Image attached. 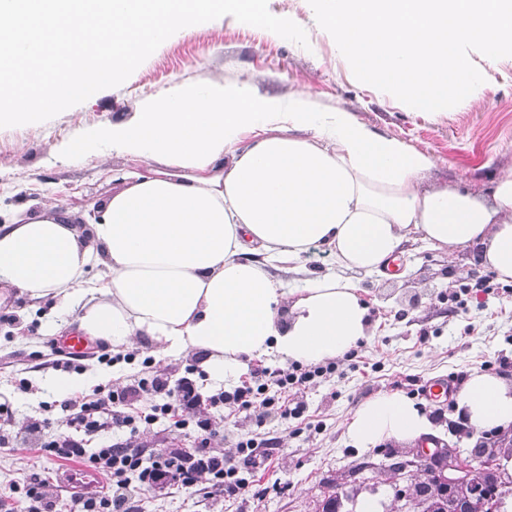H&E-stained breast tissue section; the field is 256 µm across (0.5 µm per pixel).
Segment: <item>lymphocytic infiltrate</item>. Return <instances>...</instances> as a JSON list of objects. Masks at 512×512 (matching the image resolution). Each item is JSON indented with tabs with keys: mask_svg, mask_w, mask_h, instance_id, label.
<instances>
[{
	"mask_svg": "<svg viewBox=\"0 0 512 512\" xmlns=\"http://www.w3.org/2000/svg\"><path fill=\"white\" fill-rule=\"evenodd\" d=\"M260 375L262 381L257 386L244 385L224 393L222 404L252 410L263 417L271 414L283 419L298 416L302 411L301 405H280L276 397L313 380L316 372L308 369L297 374L264 369ZM138 392L160 396L161 401L152 405L149 412L135 418L126 415L123 407ZM173 410L180 411L185 422L194 423L196 447L175 449L148 458L135 452L132 445L139 437L141 426L153 425ZM75 420L90 432L111 429L116 440L91 454L79 440L71 437L44 443L43 450L47 455L89 462L91 468L109 481V491L102 495L72 491L70 512H131L132 493L141 487L205 485L233 495L246 486L244 479L235 478L233 470L225 468L223 453L212 448V424L200 408V399L192 381H183L171 389L162 377L155 376L141 379L133 389L108 390L106 395L82 403ZM55 507L56 500L47 481L42 479L12 486L9 491L0 493V512H54Z\"/></svg>",
	"mask_w": 512,
	"mask_h": 512,
	"instance_id": "1",
	"label": "lymphocytic infiltrate"
}]
</instances>
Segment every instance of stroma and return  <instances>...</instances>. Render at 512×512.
I'll return each instance as SVG.
<instances>
[{"label": "stroma", "mask_w": 512, "mask_h": 512, "mask_svg": "<svg viewBox=\"0 0 512 512\" xmlns=\"http://www.w3.org/2000/svg\"><path fill=\"white\" fill-rule=\"evenodd\" d=\"M268 9L304 28L307 46L227 15L177 31L119 86L100 90L49 120L0 128V211L62 197L80 214L92 213L112 193L113 169L132 160L107 143L89 155H65L63 148L75 132L125 122L176 87L215 82L256 87L281 98L303 91L315 111H352L378 132L435 158V166L419 179L423 191L448 186L487 202L496 181L512 173V56L492 60L471 52L485 77L482 93L426 112L359 82L332 36L317 24L308 0H268ZM399 268V277L359 282L374 333L358 345L357 358L339 361L335 373L285 394L286 402L303 403L301 418L270 417L261 423L236 407L212 405L211 399L250 381L255 369L282 368L277 357L247 361L236 377L225 380L211 379L197 353L168 358L160 366L149 348L127 350L120 359L100 343L73 358L55 351L53 337L44 333L50 302L1 298L0 404L12 409L13 420L0 426L7 441L0 448V492L38 476L51 485L56 512H67L73 479L104 489V480L89 467L48 458L39 450L44 440L59 435L81 439L90 450L112 440L108 431L83 435L60 409L61 399L49 390L47 379L61 371L89 379L72 397L77 405L97 389L144 377L162 376L172 387L187 377L195 380L216 431L212 446L223 453L225 466L239 465V441L276 443L272 463L254 470L248 488L235 498L201 486L151 489L137 494L134 512H319L324 496L336 490L391 503L393 491L376 466L394 444L361 450L344 437L345 423L361 402L380 393L411 398L428 420L431 436L464 450L474 441L457 401L430 403L417 396V389L448 377L464 384L476 369L512 386V281H500L482 265L480 246L448 255L411 243ZM42 420L46 429L28 430V423ZM193 441L190 430L167 418L140 435L139 449L157 454L192 447Z\"/></svg>", "instance_id": "35a3bbf8"}]
</instances>
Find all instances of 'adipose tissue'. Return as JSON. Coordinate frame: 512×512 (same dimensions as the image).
Wrapping results in <instances>:
<instances>
[{"instance_id": "ef3b65f1", "label": "adipose tissue", "mask_w": 512, "mask_h": 512, "mask_svg": "<svg viewBox=\"0 0 512 512\" xmlns=\"http://www.w3.org/2000/svg\"><path fill=\"white\" fill-rule=\"evenodd\" d=\"M103 140L139 166L113 170L118 188L88 230L59 199L0 225V296L51 298L49 333L72 315L113 351L147 345L159 363L202 353L224 379L268 355L343 359L370 336L357 275L381 273L409 242L449 254L480 244L483 265L512 281L511 174L488 203L420 191L430 155L351 111H314L306 93L182 86L125 123L81 132L70 149ZM314 246L330 250L335 270L295 288L271 276L284 263L303 274ZM460 406L473 434L512 425V387L496 376L472 371ZM428 427L412 402L382 393L358 405L345 436L368 450Z\"/></svg>"}]
</instances>
